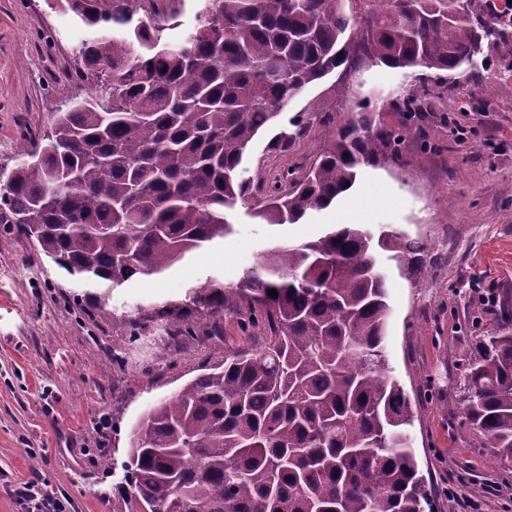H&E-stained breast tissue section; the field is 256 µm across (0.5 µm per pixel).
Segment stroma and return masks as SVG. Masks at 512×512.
Masks as SVG:
<instances>
[{
  "label": "stroma",
  "instance_id": "obj_1",
  "mask_svg": "<svg viewBox=\"0 0 512 512\" xmlns=\"http://www.w3.org/2000/svg\"><path fill=\"white\" fill-rule=\"evenodd\" d=\"M83 32L54 0H0V174H9L65 101L87 94L73 53ZM488 68L411 76L359 65L313 84L298 108L341 120L352 102L375 101L400 125V92L430 91L435 109L406 138L399 163L366 168L357 195H376L365 221L423 242L433 263L408 276L383 260L390 306L386 365L411 403L406 431L431 488L432 512H512V462L495 458L465 420L463 361L500 315L512 316V32L491 46ZM498 82L499 92L485 94ZM476 109L457 112L460 102ZM331 129L314 125L287 150L259 136L244 165L253 179L310 165ZM336 210L271 225L244 205L224 239L187 253L158 277L113 289L97 306L14 224H0V512H24L22 483H47L66 512H116L129 432L205 361L260 343L245 311L190 314V333L166 332L158 311L188 304L215 277L237 283L282 245L320 238Z\"/></svg>",
  "mask_w": 512,
  "mask_h": 512
}]
</instances>
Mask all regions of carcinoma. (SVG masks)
I'll return each mask as SVG.
<instances>
[{"label": "carcinoma", "instance_id": "carcinoma-1", "mask_svg": "<svg viewBox=\"0 0 512 512\" xmlns=\"http://www.w3.org/2000/svg\"><path fill=\"white\" fill-rule=\"evenodd\" d=\"M84 31L76 46L88 97L56 113L38 149L0 187V224H18L101 306L129 280L160 275L224 237L227 212L258 201L268 224H297L350 190L368 166L399 161L408 126L375 125L355 102L309 167L251 183L241 166L306 89L358 60L352 33L375 18L367 56L407 74L474 68L501 37L482 0H206L180 40H162L143 0H59ZM397 110L431 111L407 92ZM331 114L298 112L303 136ZM411 273L426 246L399 230L340 224L316 241L280 248L235 285L209 280L198 312L246 306L268 332L256 350L224 355L131 431L120 512H425L405 426L409 403L384 359L389 304L377 250ZM277 291V297L268 291ZM464 414L512 462V319L465 362Z\"/></svg>", "mask_w": 512, "mask_h": 512}]
</instances>
